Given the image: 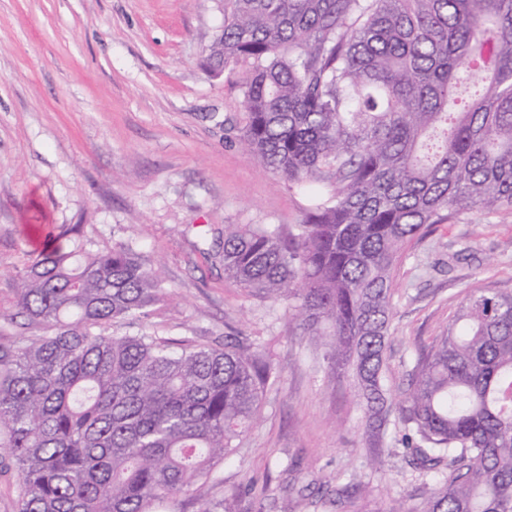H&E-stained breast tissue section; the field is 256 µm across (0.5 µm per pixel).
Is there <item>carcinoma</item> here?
I'll return each instance as SVG.
<instances>
[{
	"label": "carcinoma",
	"mask_w": 512,
	"mask_h": 512,
	"mask_svg": "<svg viewBox=\"0 0 512 512\" xmlns=\"http://www.w3.org/2000/svg\"><path fill=\"white\" fill-rule=\"evenodd\" d=\"M240 62L241 144L313 204L287 232L224 225V275L288 302L330 372L352 374L372 447L403 426L432 488L388 512H512V294L474 280L406 391L383 385L406 245L512 215V0H224L207 63ZM71 234L18 284L43 334L0 348V466L17 512H153L231 456L274 365L234 336L178 352L106 333L148 316L165 278L129 243Z\"/></svg>",
	"instance_id": "1"
}]
</instances>
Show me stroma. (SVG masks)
<instances>
[{"instance_id":"35a3bbf8","label":"stroma","mask_w":512,"mask_h":512,"mask_svg":"<svg viewBox=\"0 0 512 512\" xmlns=\"http://www.w3.org/2000/svg\"><path fill=\"white\" fill-rule=\"evenodd\" d=\"M223 20L224 0H0V345L42 334L17 307L36 225L79 227L101 249L134 243L169 295L112 333L176 348L242 336L276 369L260 422L215 481L159 512L225 498L237 512H389L423 483L401 445L389 441L384 468H371L351 378L328 372L287 304L226 280L216 255L225 225L298 224L312 204L238 142L247 66L217 76L203 64ZM477 277L512 293V216L440 224L408 246L394 277L392 395ZM339 486L349 495L337 506Z\"/></svg>"}]
</instances>
